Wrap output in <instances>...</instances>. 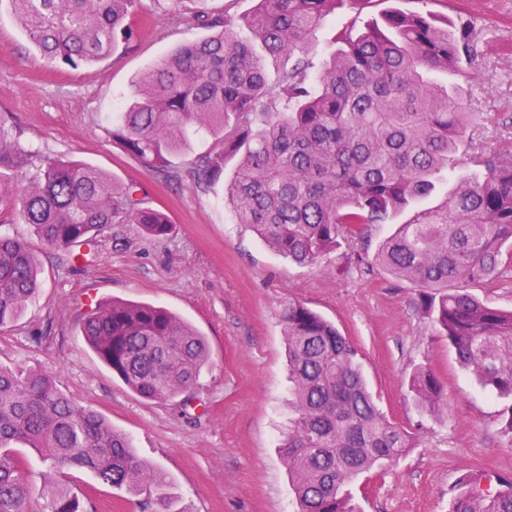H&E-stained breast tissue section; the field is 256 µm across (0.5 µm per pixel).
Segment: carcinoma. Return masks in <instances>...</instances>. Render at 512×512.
<instances>
[{
	"instance_id": "1",
	"label": "carcinoma",
	"mask_w": 512,
	"mask_h": 512,
	"mask_svg": "<svg viewBox=\"0 0 512 512\" xmlns=\"http://www.w3.org/2000/svg\"><path fill=\"white\" fill-rule=\"evenodd\" d=\"M41 57L72 69L93 66L133 38L126 23L135 0H9ZM242 39L222 13L197 21L210 35L160 58L135 83L112 139L151 169L166 172L187 147L192 127L221 135L203 157L211 184L224 181L238 223L248 224L281 257L314 264L342 240L365 235L405 212L375 254L398 280L420 288L424 312L461 366L481 385L512 400V310L491 308L467 292L493 278L502 248L512 246V159L458 157L468 111L454 88L431 71L475 67L471 24L448 30L430 15L394 9L360 33L336 35L338 47L310 76L316 30L345 0H257ZM284 64L268 82L265 58ZM25 151L0 137V166L21 168ZM475 167L430 209L415 205L448 171ZM20 222L53 249L95 245L122 219L154 237L172 230L168 216L138 208L134 187H119L81 163L48 158L32 183L10 199ZM28 243L0 235V330L24 313L40 286ZM81 335L142 398L172 401L191 391L210 361L204 337L160 306L114 300L90 311ZM284 336L292 384L288 435L281 452L292 477L296 512H358L351 483L399 460L414 436L380 411L356 363V351L321 315L288 309ZM422 408L444 404L435 375L411 384ZM32 448L48 472L88 470L99 482L147 495L154 512H171L167 474L142 464L130 438L61 393L38 369L0 366V512H30L27 464ZM449 512H512V477L472 471ZM42 512H85L78 494L56 487Z\"/></svg>"
}]
</instances>
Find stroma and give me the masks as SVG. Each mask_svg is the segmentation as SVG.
Listing matches in <instances>:
<instances>
[{
	"label": "stroma",
	"instance_id": "35a3bbf8",
	"mask_svg": "<svg viewBox=\"0 0 512 512\" xmlns=\"http://www.w3.org/2000/svg\"><path fill=\"white\" fill-rule=\"evenodd\" d=\"M256 6L257 0H136L128 18L136 34L131 46L76 70L43 60L9 7L0 8V133L29 155L23 169L0 171V182L16 194L45 158L76 161L117 185H137L143 205L164 211L172 224L164 237L136 224L106 225L81 256L47 248L11 205L0 204V233L28 239L42 264L39 292L0 332V365L52 373L63 393L127 433L137 457L170 476L174 512H296L279 445L289 420L284 317L299 303L349 340L379 408L418 437L397 462L356 482L361 512H448L466 473L512 476L508 402L460 368L424 313L418 288L374 262L396 223L371 225L365 240L297 264L237 222L225 184L197 175L200 158L220 149L219 137L190 133L188 147L172 160L175 179L112 140V122L137 78L177 46L207 37L196 22L200 11L224 14L241 35ZM393 8L473 24L475 69L430 78L459 89L469 111L482 116L464 150L511 156L512 0H348L318 30L313 67H321L343 26L363 30ZM469 291L512 310V257L503 256L492 281ZM112 300L166 307L206 337L211 367L186 405L136 396L85 343L80 318ZM423 368L443 390L445 405L436 413L422 410L411 390ZM67 482L87 512H144L141 498L100 484L91 472L72 473Z\"/></svg>",
	"mask_w": 512,
	"mask_h": 512
}]
</instances>
